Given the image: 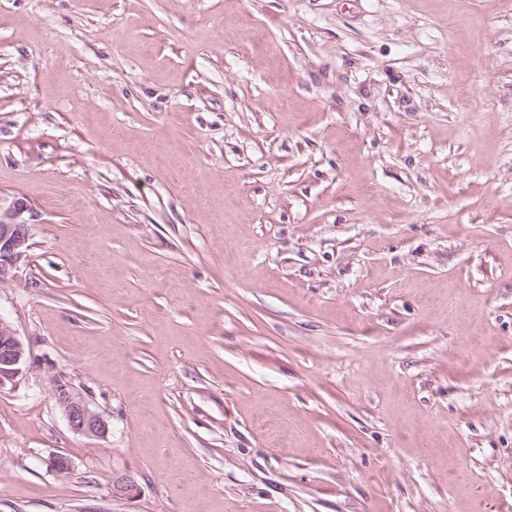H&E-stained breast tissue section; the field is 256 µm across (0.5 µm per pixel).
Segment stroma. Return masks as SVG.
I'll use <instances>...</instances> for the list:
<instances>
[{
    "label": "stroma",
    "instance_id": "obj_1",
    "mask_svg": "<svg viewBox=\"0 0 512 512\" xmlns=\"http://www.w3.org/2000/svg\"><path fill=\"white\" fill-rule=\"evenodd\" d=\"M18 199L0 512H512V0H0ZM28 360L27 350L12 326L0 317V387L13 381ZM50 384L51 394L73 432L89 437H101L108 432L107 422L89 408L73 387L55 375L51 376Z\"/></svg>",
    "mask_w": 512,
    "mask_h": 512
}]
</instances>
